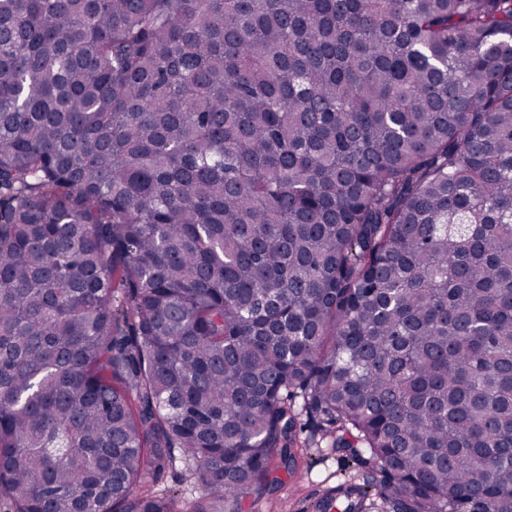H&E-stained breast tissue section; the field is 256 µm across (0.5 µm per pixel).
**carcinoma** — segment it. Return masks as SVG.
Masks as SVG:
<instances>
[{"mask_svg":"<svg viewBox=\"0 0 512 512\" xmlns=\"http://www.w3.org/2000/svg\"><path fill=\"white\" fill-rule=\"evenodd\" d=\"M512 512V0H0V498ZM301 441L295 448L292 470L281 469V484L258 502L247 501V512H318L315 505L330 488L349 480L361 484L366 481L364 468L340 459L320 432L314 435L305 431ZM146 488L151 491L175 493L182 501L184 512H189L186 510H189L202 493L200 485L179 460L162 474L148 478Z\"/></svg>","mask_w":512,"mask_h":512,"instance_id":"1","label":"carcinoma"}]
</instances>
